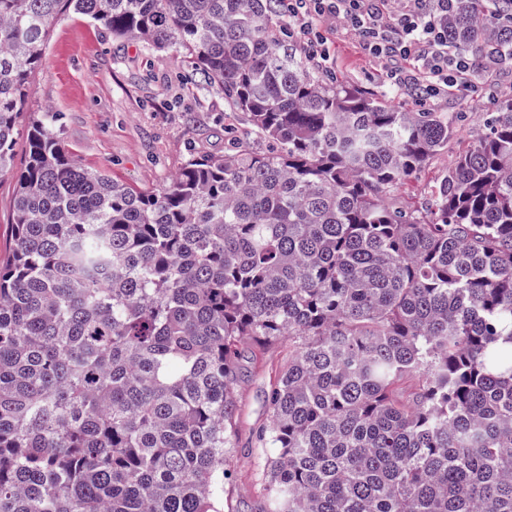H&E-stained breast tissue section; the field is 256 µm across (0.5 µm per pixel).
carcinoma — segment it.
I'll return each instance as SVG.
<instances>
[{
  "mask_svg": "<svg viewBox=\"0 0 512 512\" xmlns=\"http://www.w3.org/2000/svg\"><path fill=\"white\" fill-rule=\"evenodd\" d=\"M279 0H0V512H239L224 496L240 346L288 344L258 512H512V101L424 210L387 195L454 119L311 75ZM87 17L224 90L273 144L138 192L48 112L15 169L29 74ZM448 59L512 60V0H430ZM17 185L14 177H0V260L6 261L13 244V200Z\"/></svg>",
  "mask_w": 512,
  "mask_h": 512,
  "instance_id": "1",
  "label": "carcinoma"
}]
</instances>
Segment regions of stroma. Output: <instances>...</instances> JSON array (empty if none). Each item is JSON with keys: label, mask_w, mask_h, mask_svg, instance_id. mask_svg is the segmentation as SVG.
I'll use <instances>...</instances> for the list:
<instances>
[{"label": "stroma", "mask_w": 512, "mask_h": 512, "mask_svg": "<svg viewBox=\"0 0 512 512\" xmlns=\"http://www.w3.org/2000/svg\"><path fill=\"white\" fill-rule=\"evenodd\" d=\"M320 28L328 39V61L307 60L302 41L292 43L311 73L338 77L385 97L389 106L416 108L409 89L389 92L382 64L362 54L359 36L346 22L326 18ZM470 79L474 91L443 92L426 101L431 111L459 112L463 118L447 148L433 155L416 179L400 186L396 205L428 198L458 154L482 135L481 117L492 101L512 99V67L483 63ZM40 112L55 114L62 141L82 165L136 191L163 186L191 156L223 154L228 128L250 150L269 148L225 100L223 90L205 83L186 63L162 61L139 41L113 37L73 13L50 34L43 65L30 78L21 127ZM284 361V349L276 346L261 354L248 343L240 349L239 439L228 492L241 512H252L259 497L255 434L269 424L265 396Z\"/></svg>", "instance_id": "stroma-1"}]
</instances>
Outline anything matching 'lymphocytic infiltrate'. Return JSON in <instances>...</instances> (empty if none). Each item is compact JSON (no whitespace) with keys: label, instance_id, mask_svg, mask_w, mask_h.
Segmentation results:
<instances>
[{"label":"lymphocytic infiltrate","instance_id":"1","mask_svg":"<svg viewBox=\"0 0 512 512\" xmlns=\"http://www.w3.org/2000/svg\"><path fill=\"white\" fill-rule=\"evenodd\" d=\"M291 26L309 38V54L328 59L327 39L317 24L327 16L344 19L357 31L367 57L386 64V78L395 88L412 86L418 94L467 88L474 64L449 60L448 45L431 20L425 0H412L389 21L374 0H282Z\"/></svg>","mask_w":512,"mask_h":512}]
</instances>
